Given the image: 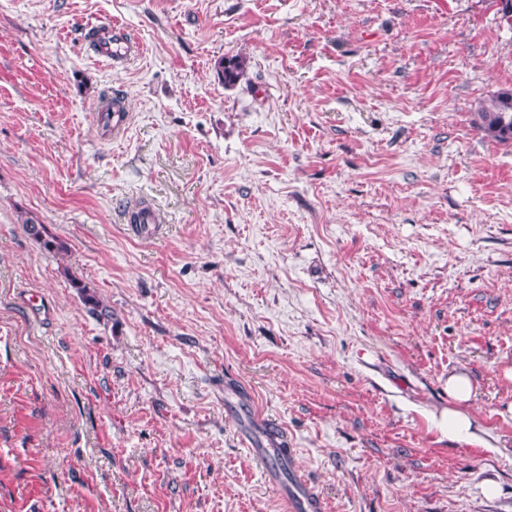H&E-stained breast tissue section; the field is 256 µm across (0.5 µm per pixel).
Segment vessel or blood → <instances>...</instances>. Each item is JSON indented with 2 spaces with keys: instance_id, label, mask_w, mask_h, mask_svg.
Here are the masks:
<instances>
[{
  "instance_id": "b4317fda",
  "label": "vessel or blood",
  "mask_w": 512,
  "mask_h": 512,
  "mask_svg": "<svg viewBox=\"0 0 512 512\" xmlns=\"http://www.w3.org/2000/svg\"><path fill=\"white\" fill-rule=\"evenodd\" d=\"M108 27L111 37L100 44V58L109 63L128 60L133 46L124 27L113 21L109 22ZM97 116L99 119L108 120L109 127L115 134L124 133L129 121L128 112L118 100L101 105ZM251 453L264 464L267 480L280 483L281 495L287 500L290 512H324L320 496L298 475L294 452L255 446L252 447Z\"/></svg>"
}]
</instances>
